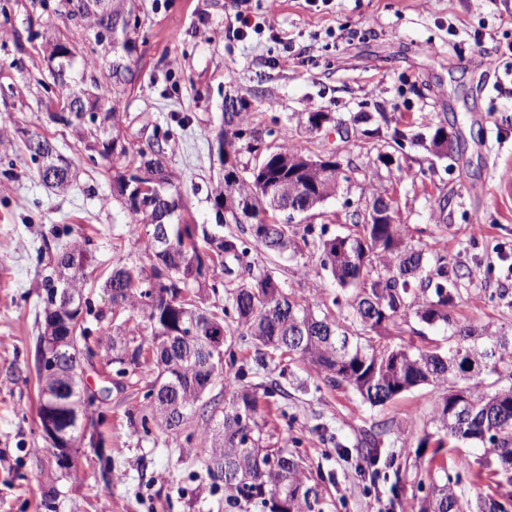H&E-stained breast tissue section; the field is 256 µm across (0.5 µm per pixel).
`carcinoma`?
I'll list each match as a JSON object with an SVG mask.
<instances>
[{"label": "carcinoma", "mask_w": 512, "mask_h": 512, "mask_svg": "<svg viewBox=\"0 0 512 512\" xmlns=\"http://www.w3.org/2000/svg\"><path fill=\"white\" fill-rule=\"evenodd\" d=\"M138 11V0H32L27 41L16 35L17 48L23 51L25 43L40 37L34 27L52 29L62 48L72 51L49 78L34 81L42 99L75 107L54 123L89 130V137L80 140L87 159L112 162V199L135 222L136 244L151 261L147 269L125 264L112 268L104 282L112 292L109 310L93 305L94 284L85 273L93 259L89 238L71 237L56 262V267L69 269L87 298L86 318L66 328L77 346H89V320L111 321L127 312L128 319L112 337L115 375H128L129 367L120 358L125 349L141 351L149 344L155 353L134 366L155 377L141 407L129 412L130 423L146 434L152 425L168 430L181 426L199 409L198 392L213 367L214 376H224L228 399L218 425L205 428L201 442L210 448L204 459L210 477H215L212 456L223 455L224 507L238 512L252 507L260 512H326L322 490L306 476L303 458L288 448L263 445L261 400L271 389L260 393L243 384L266 366L270 353L279 351L312 368L325 386L350 389L372 407L419 385L434 388L431 421L438 438L432 456H424L428 437L414 451L427 476L412 491L415 512H470L469 500L455 491L460 476L436 459L450 441L482 451V462L512 485V336L454 317L458 272L448 271V255L426 257L407 240L404 225L395 223L390 198L377 195L389 213L384 223L360 215L353 229L330 236L324 225L318 233L313 225L305 226L304 245H313L320 269L338 287L331 304L286 290L270 271L254 275L251 246L296 257L301 249L286 215L292 209L299 214L317 209L336 196V180L347 182L350 177L308 170L305 150L268 141L270 132L253 123L247 112L226 113L216 133L224 138V185L215 192L213 206L218 223L247 224L249 237L224 234L212 274L203 272L200 254L184 238L197 233L209 245L214 239L203 225L193 228L183 217L182 196L164 164L169 134L155 132L144 144L121 135L126 97L140 78L131 60L138 25L127 22ZM95 111L104 113L110 124L94 125ZM365 121L374 123L363 130L368 140L380 137L382 125L388 124L383 112ZM25 146L40 180L48 184L54 146L36 131ZM430 150L439 158L454 151L445 127L435 128ZM243 152L249 154L245 163L238 161ZM145 158L158 167L152 197L141 207L132 187ZM157 226L166 230L163 247L154 238ZM42 288L46 304L64 285L52 272L43 278ZM222 291L224 306L211 310L206 301ZM412 316L446 331L448 347L417 345L400 337L401 325ZM213 336L224 338V363L217 367L208 363ZM236 338L254 347L245 363L238 362L233 350ZM60 390L61 398L72 401L87 393L79 376L61 381ZM383 435L371 429L358 442L363 459L373 467L394 463Z\"/></svg>", "instance_id": "obj_1"}]
</instances>
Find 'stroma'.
I'll return each mask as SVG.
<instances>
[{
  "label": "stroma",
  "mask_w": 512,
  "mask_h": 512,
  "mask_svg": "<svg viewBox=\"0 0 512 512\" xmlns=\"http://www.w3.org/2000/svg\"><path fill=\"white\" fill-rule=\"evenodd\" d=\"M512 0H330L324 10L308 0H251L260 32L240 37L233 0H140L142 25L134 60L141 78L126 101L123 134L145 142L170 130L165 164L200 224L216 221L212 191L223 180L211 151L222 121L225 94L251 103L254 123L272 130L274 143L311 153L336 152L351 179L319 214L296 217L295 230L326 226L345 232L353 211L374 195L391 197L395 219L407 225L425 255L447 254L461 279L453 314L492 323L512 334V189L500 174L512 168V25L499 16ZM31 0H13L0 18V512H224V490L213 487L204 466L203 421L193 416L176 431L129 426L126 412L141 404L147 373L124 378L103 404L99 430L112 458L110 481L98 476L92 448H79L70 468L57 464L43 438L37 408V316L44 267L60 255L65 238L51 229L89 235L94 260L86 274L94 303L110 308L104 281L115 264L148 266L135 244L131 221L118 204L102 205L111 181L77 150L72 129L48 122L25 76L48 69L44 51L18 50L14 32L26 28ZM311 112L331 118L311 133ZM385 113L374 147L363 144L353 118ZM445 125L455 143L451 158L424 146L393 151L392 128L429 136ZM43 132L57 154L80 170L64 194L42 185L24 146L25 131ZM391 150V149H390ZM448 197L447 208L436 202ZM255 272H275L285 288L331 300L334 286L318 271V256L303 248L300 260L252 251ZM308 275H301L299 262ZM306 381L299 389L298 381ZM278 383L264 405L266 439L292 448L307 474L325 491L328 512H412L417 474L403 446L433 432L431 389L422 385L380 407L351 390L318 387L315 373L286 358L268 361L248 385ZM394 427L385 446L392 467L371 476L357 452L361 431L377 422ZM450 473L461 476L458 495H498L493 470L473 450L443 451ZM400 493H392L393 485Z\"/></svg>",
  "instance_id": "stroma-1"
}]
</instances>
